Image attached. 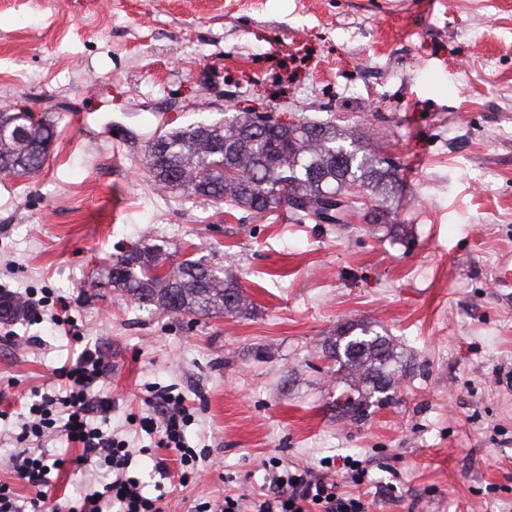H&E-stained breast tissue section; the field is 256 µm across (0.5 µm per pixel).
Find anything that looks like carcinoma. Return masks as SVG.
I'll list each match as a JSON object with an SVG mask.
<instances>
[{
  "label": "carcinoma",
  "instance_id": "cac0c4a2",
  "mask_svg": "<svg viewBox=\"0 0 512 512\" xmlns=\"http://www.w3.org/2000/svg\"><path fill=\"white\" fill-rule=\"evenodd\" d=\"M54 135L52 124L34 122L27 112H0V175L21 176L43 167ZM144 169L161 189L262 215L282 206L318 222L343 224L357 202L348 188L365 189L387 202L397 181L396 163L364 137L328 123L288 125L270 116L235 115L167 132L147 145ZM159 249L139 247L112 263L109 282L131 295L139 307L156 306L190 318L199 314H239L246 298L224 269L185 259L160 274ZM332 354L353 390L339 414L365 420L370 408L392 399L390 364L394 345L365 322L336 327Z\"/></svg>",
  "mask_w": 512,
  "mask_h": 512
}]
</instances>
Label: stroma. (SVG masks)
<instances>
[{"instance_id":"obj_1","label":"stroma","mask_w":512,"mask_h":512,"mask_svg":"<svg viewBox=\"0 0 512 512\" xmlns=\"http://www.w3.org/2000/svg\"><path fill=\"white\" fill-rule=\"evenodd\" d=\"M1 106L55 135L39 172L0 175V285L65 298L82 337L40 307L0 318V458L21 402L91 347L112 366L109 426L171 512L261 491L271 460L371 512H512V288L495 282L512 252V0H0ZM228 112L362 132L399 165L394 197L362 191L351 223L317 224L160 190L150 138ZM148 244L167 268L222 265L246 312L143 311L106 269ZM361 320L396 339L399 383L353 423L329 346ZM160 387L194 409L186 437L208 454L185 486L138 424ZM45 452L63 462L49 506L101 489L78 449Z\"/></svg>"}]
</instances>
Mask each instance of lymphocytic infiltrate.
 I'll return each mask as SVG.
<instances>
[{
  "instance_id": "obj_1",
  "label": "lymphocytic infiltrate",
  "mask_w": 512,
  "mask_h": 512,
  "mask_svg": "<svg viewBox=\"0 0 512 512\" xmlns=\"http://www.w3.org/2000/svg\"><path fill=\"white\" fill-rule=\"evenodd\" d=\"M111 368L98 350L83 349L76 361L62 369L64 380L58 393L41 396L27 406V415L17 437L22 448L0 461L34 486L47 483L51 470L44 450L48 434L79 449L78 463H98L109 468L112 480L99 497H87L68 512H164L159 499L141 491L138 477L129 472L133 451L128 440L114 437L99 422L112 411V400L103 389ZM154 414L141 420L142 428L157 433L159 447L175 449L182 468L180 478L189 481L198 472L205 453L187 445L184 429L192 419L182 394L170 389L156 391ZM370 504L359 496L339 492L334 481L307 469L274 467L266 492L256 496L230 493L220 501H201L194 512H369Z\"/></svg>"
}]
</instances>
